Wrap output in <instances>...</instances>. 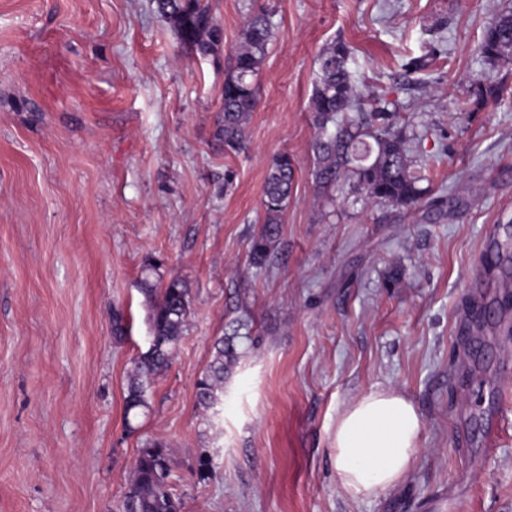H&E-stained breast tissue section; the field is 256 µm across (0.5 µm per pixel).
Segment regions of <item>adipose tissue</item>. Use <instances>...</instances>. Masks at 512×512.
I'll list each match as a JSON object with an SVG mask.
<instances>
[{"mask_svg":"<svg viewBox=\"0 0 512 512\" xmlns=\"http://www.w3.org/2000/svg\"><path fill=\"white\" fill-rule=\"evenodd\" d=\"M422 429L414 403L399 389L377 387L345 403L331 433L341 489L362 499L395 487L416 464Z\"/></svg>","mask_w":512,"mask_h":512,"instance_id":"obj_1","label":"adipose tissue"}]
</instances>
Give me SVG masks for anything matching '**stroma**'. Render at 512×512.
I'll return each mask as SVG.
<instances>
[{
    "instance_id": "35a3bbf8",
    "label": "stroma",
    "mask_w": 512,
    "mask_h": 512,
    "mask_svg": "<svg viewBox=\"0 0 512 512\" xmlns=\"http://www.w3.org/2000/svg\"><path fill=\"white\" fill-rule=\"evenodd\" d=\"M210 6L225 49L203 57L154 0H0V512H121L158 442L180 512H512V64L478 51L512 0ZM257 11L274 36L235 154L214 138L225 51ZM338 40L355 83L396 104L425 170L410 211L315 190L309 103ZM283 151L295 186L259 267L264 181ZM150 262L186 282L191 318L130 430ZM219 336L236 356L211 411L196 383ZM375 386L413 400L421 450L397 486L354 499L331 428Z\"/></svg>"
}]
</instances>
